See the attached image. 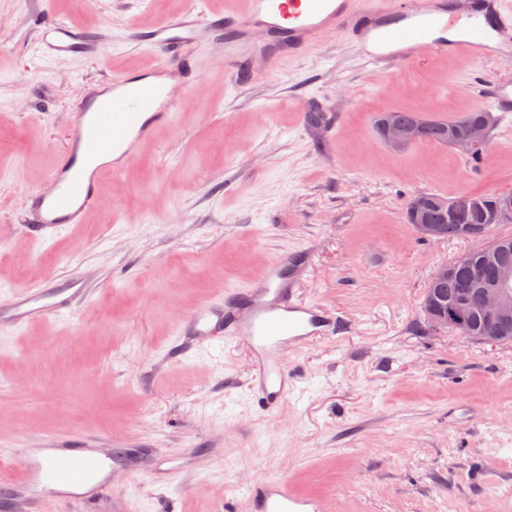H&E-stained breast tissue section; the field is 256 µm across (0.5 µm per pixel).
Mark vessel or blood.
Here are the masks:
<instances>
[{
    "label": "vessel or blood",
    "mask_w": 512,
    "mask_h": 512,
    "mask_svg": "<svg viewBox=\"0 0 512 512\" xmlns=\"http://www.w3.org/2000/svg\"><path fill=\"white\" fill-rule=\"evenodd\" d=\"M512 28V10L501 0H414L394 11L354 9L351 0H226L223 11L189 7L164 18L153 28H131L127 38L142 44L151 57L144 71L107 81L103 100L84 103L74 113L65 143L47 177L45 188L31 194L27 207L32 221L29 239L46 242L62 227L85 223L96 205L107 175L122 172L149 142L155 130L176 116L177 89L188 86L190 63L185 47L204 45L236 65V77L248 78L251 56L296 54L330 33H343L377 67L455 54L478 61L499 56L500 34ZM48 55L80 54L96 59L112 42L109 30L89 31L54 19L42 25ZM296 254L274 263L264 277L223 298L195 309L177 333L192 337L199 349L235 340L247 346L254 368L252 389L267 409L287 396L290 380L278 358L336 333L334 319L318 305L300 299L296 278L285 277ZM65 288H14L0 302V324L21 329L36 321L57 319L83 295V280L74 274ZM111 452L85 447L81 438L57 441L43 459L30 449L0 451V462L16 466L14 477L0 481L11 512H39L45 499L74 503L95 512L93 493L83 491L101 473ZM245 499L253 512H324L321 501L292 494L285 482L255 481Z\"/></svg>",
    "instance_id": "vessel-or-blood-1"
}]
</instances>
